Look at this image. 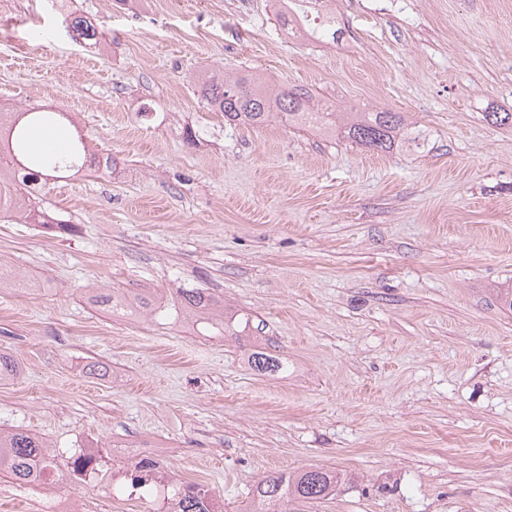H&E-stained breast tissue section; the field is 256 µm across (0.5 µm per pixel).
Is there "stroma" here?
Returning a JSON list of instances; mask_svg holds the SVG:
<instances>
[{"label": "stroma", "mask_w": 512, "mask_h": 512, "mask_svg": "<svg viewBox=\"0 0 512 512\" xmlns=\"http://www.w3.org/2000/svg\"><path fill=\"white\" fill-rule=\"evenodd\" d=\"M344 34H287L275 0H0V110L67 112L111 169L64 171L0 221V428L54 453L174 448L177 480L242 512L258 479L342 480L290 512H512V0H334ZM80 16L104 32L75 37ZM311 87L345 112L404 113L376 153L269 123L225 126L199 69ZM150 102V119L139 116ZM206 288L247 318L196 335L92 296ZM267 350L283 370L260 374ZM152 512L112 489L0 479V512Z\"/></svg>", "instance_id": "stroma-1"}]
</instances>
